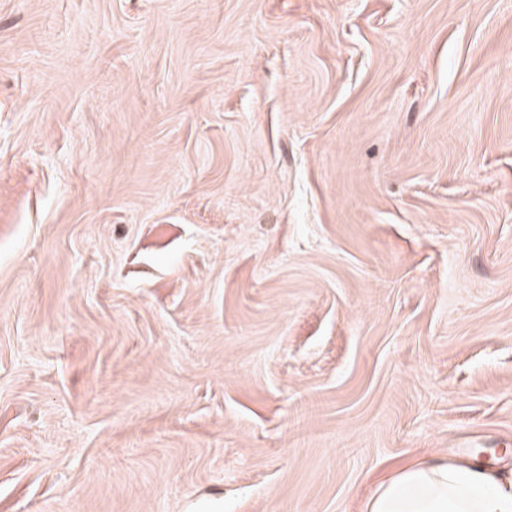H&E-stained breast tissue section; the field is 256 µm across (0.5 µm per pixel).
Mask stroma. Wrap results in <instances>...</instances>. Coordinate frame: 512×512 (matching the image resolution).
Masks as SVG:
<instances>
[{
	"mask_svg": "<svg viewBox=\"0 0 512 512\" xmlns=\"http://www.w3.org/2000/svg\"><path fill=\"white\" fill-rule=\"evenodd\" d=\"M512 470V0H0V512H361ZM362 512H512V475L474 460L408 463L377 483Z\"/></svg>",
	"mask_w": 512,
	"mask_h": 512,
	"instance_id": "obj_1",
	"label": "stroma"
}]
</instances>
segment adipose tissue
I'll return each mask as SVG.
<instances>
[{
  "instance_id": "1",
  "label": "adipose tissue",
  "mask_w": 512,
  "mask_h": 512,
  "mask_svg": "<svg viewBox=\"0 0 512 512\" xmlns=\"http://www.w3.org/2000/svg\"><path fill=\"white\" fill-rule=\"evenodd\" d=\"M363 512H512V475L473 460L408 463L377 483Z\"/></svg>"
}]
</instances>
